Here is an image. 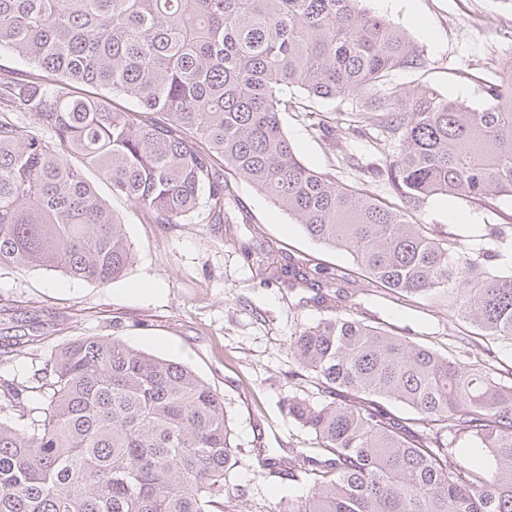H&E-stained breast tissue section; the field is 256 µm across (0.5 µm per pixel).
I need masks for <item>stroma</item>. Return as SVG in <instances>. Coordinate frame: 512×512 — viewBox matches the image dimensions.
I'll return each mask as SVG.
<instances>
[{"label":"stroma","instance_id":"stroma-1","mask_svg":"<svg viewBox=\"0 0 512 512\" xmlns=\"http://www.w3.org/2000/svg\"><path fill=\"white\" fill-rule=\"evenodd\" d=\"M365 6L398 23L432 61L426 71L394 72L393 81L403 87L427 84L480 107L485 81L512 62V0H366ZM282 120L306 164L351 182L350 170L338 165V145L321 138L303 113L286 112ZM96 185L120 217L134 258L122 277L104 287L58 272L0 268V378L30 377L55 349L87 336L117 337L185 363L224 396L241 450L240 463L226 478L227 490L237 496L236 512H286L289 502L309 494V485L273 469L258 473V459L312 445L284 412L294 368L287 349L299 324L317 322L328 311L311 304L312 290H288L250 255L266 241L299 261L348 268L351 257L308 238L244 182L236 188L244 217L238 224H149L108 182ZM422 219L474 249L490 233L499 234L487 268L512 273V198L485 205L439 196L424 206ZM146 281L153 294H137ZM350 290L351 316L443 352L460 350V338L473 337L474 348L497 351L502 373H512V343L475 335L447 293L384 294L362 278ZM22 336L31 340L26 352L7 354Z\"/></svg>","mask_w":512,"mask_h":512}]
</instances>
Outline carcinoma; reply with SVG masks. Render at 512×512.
<instances>
[{"label": "carcinoma", "instance_id": "obj_1", "mask_svg": "<svg viewBox=\"0 0 512 512\" xmlns=\"http://www.w3.org/2000/svg\"><path fill=\"white\" fill-rule=\"evenodd\" d=\"M365 0H0V268L42 267L105 286L134 253L86 172L149 221L233 224L239 180L376 287L448 290L481 335L512 342V274L490 275L418 216L427 201L512 198V64L468 106L393 82L430 65ZM304 98L299 100L296 93ZM368 102L329 120L316 101ZM28 112L38 128L14 117ZM341 152L351 184L308 167L281 115ZM384 181L396 202L363 186ZM259 266L331 313L289 354L318 398L290 392L288 420L316 447L259 461L312 488L288 512H512V380L496 356L419 345L344 311L348 273L272 245ZM394 401L411 422L383 405ZM481 449L478 466L458 454ZM224 396L186 365L88 336L56 349L35 383L0 382V512H234L237 464Z\"/></svg>", "mask_w": 512, "mask_h": 512}]
</instances>
